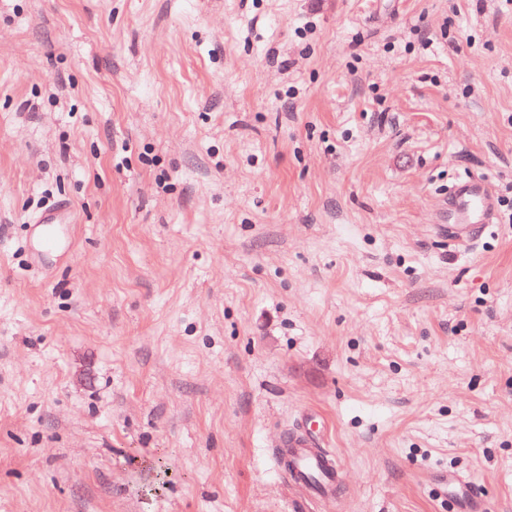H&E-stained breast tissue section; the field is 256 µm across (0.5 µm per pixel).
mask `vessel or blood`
I'll return each instance as SVG.
<instances>
[{"instance_id":"vessel-or-blood-1","label":"vessel or blood","mask_w":512,"mask_h":512,"mask_svg":"<svg viewBox=\"0 0 512 512\" xmlns=\"http://www.w3.org/2000/svg\"><path fill=\"white\" fill-rule=\"evenodd\" d=\"M496 216V198L490 186L479 179L457 183L448 195V242L466 247L491 227ZM38 243L42 252H55L60 239L52 218L38 222ZM275 456H288L290 464L283 472L307 497L325 498L336 489L339 478L338 458L330 449L317 445L306 426H299L286 436Z\"/></svg>"}]
</instances>
